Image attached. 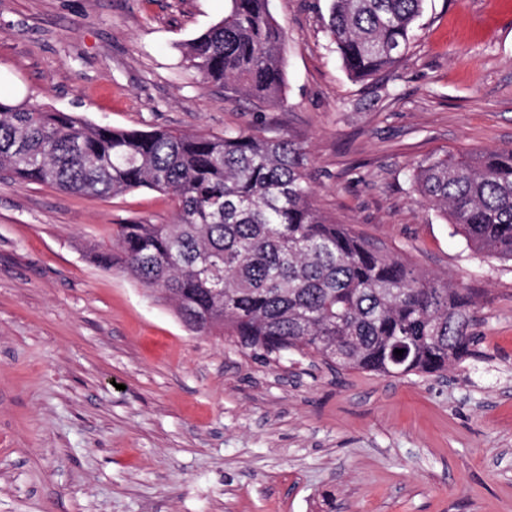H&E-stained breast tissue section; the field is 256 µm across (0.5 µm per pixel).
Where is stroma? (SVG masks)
<instances>
[{
  "label": "stroma",
  "instance_id": "obj_1",
  "mask_svg": "<svg viewBox=\"0 0 512 512\" xmlns=\"http://www.w3.org/2000/svg\"><path fill=\"white\" fill-rule=\"evenodd\" d=\"M426 0L415 40L353 80L329 0H271L284 105L197 82L183 44L226 0H0V97L127 130L300 143L317 207L479 296L475 358L443 376L262 358L190 329L87 254L169 223L168 195L0 182V512H512V262L471 251L409 179L512 148V12Z\"/></svg>",
  "mask_w": 512,
  "mask_h": 512
}]
</instances>
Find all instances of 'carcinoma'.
I'll return each mask as SVG.
<instances>
[{
  "mask_svg": "<svg viewBox=\"0 0 512 512\" xmlns=\"http://www.w3.org/2000/svg\"><path fill=\"white\" fill-rule=\"evenodd\" d=\"M269 0H228L189 40L183 66L203 84L283 104V27ZM425 0H330L325 31L355 79L397 63ZM298 143L244 131H134L0 98V180L114 198L170 196L168 224L112 228L87 252L174 301L183 321L265 357L298 352L341 369L436 375L475 356L476 294L328 219ZM471 249L512 261V149L424 160L411 175ZM408 337L405 357L394 354Z\"/></svg>",
  "mask_w": 512,
  "mask_h": 512,
  "instance_id": "carcinoma-1",
  "label": "carcinoma"
}]
</instances>
